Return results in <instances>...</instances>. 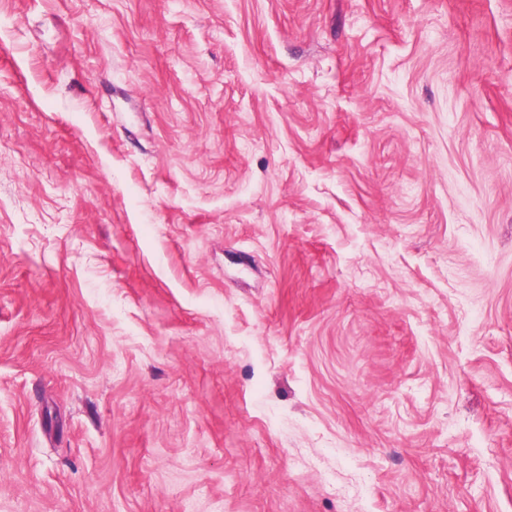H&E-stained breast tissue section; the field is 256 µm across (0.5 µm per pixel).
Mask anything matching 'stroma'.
I'll return each instance as SVG.
<instances>
[{
	"instance_id": "35a3bbf8",
	"label": "stroma",
	"mask_w": 512,
	"mask_h": 512,
	"mask_svg": "<svg viewBox=\"0 0 512 512\" xmlns=\"http://www.w3.org/2000/svg\"><path fill=\"white\" fill-rule=\"evenodd\" d=\"M0 512H512V0H0Z\"/></svg>"
}]
</instances>
